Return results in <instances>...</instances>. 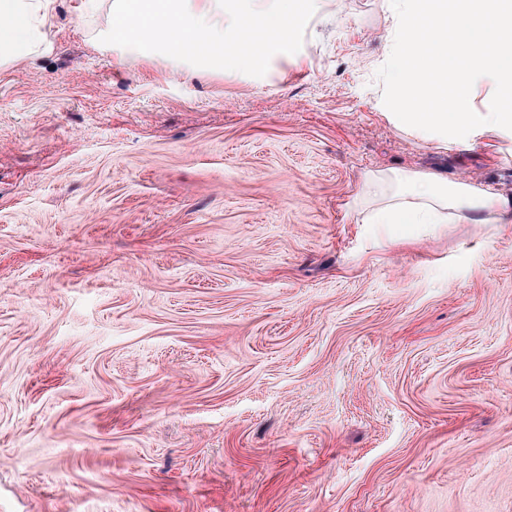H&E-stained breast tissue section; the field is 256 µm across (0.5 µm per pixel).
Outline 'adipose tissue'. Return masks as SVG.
Here are the masks:
<instances>
[{
    "label": "adipose tissue",
    "mask_w": 512,
    "mask_h": 512,
    "mask_svg": "<svg viewBox=\"0 0 512 512\" xmlns=\"http://www.w3.org/2000/svg\"><path fill=\"white\" fill-rule=\"evenodd\" d=\"M52 0H0V65L26 59L41 35L37 17ZM385 171L363 177L361 194L374 203L368 224H512V198L471 184H448L435 175H403L402 190L384 194Z\"/></svg>",
    "instance_id": "obj_1"
}]
</instances>
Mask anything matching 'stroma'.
Returning <instances> with one entry per match:
<instances>
[{
	"mask_svg": "<svg viewBox=\"0 0 512 512\" xmlns=\"http://www.w3.org/2000/svg\"><path fill=\"white\" fill-rule=\"evenodd\" d=\"M80 5L0 67V512H512V226L354 204L512 195V130L384 116L383 0H318L260 78ZM393 180L403 189L375 200L364 217L366 224H512V198L471 184H455L426 173L393 176L386 171L363 177L364 197L378 196ZM383 193V192H382Z\"/></svg>",
	"mask_w": 512,
	"mask_h": 512,
	"instance_id": "35a3bbf8",
	"label": "stroma"
}]
</instances>
